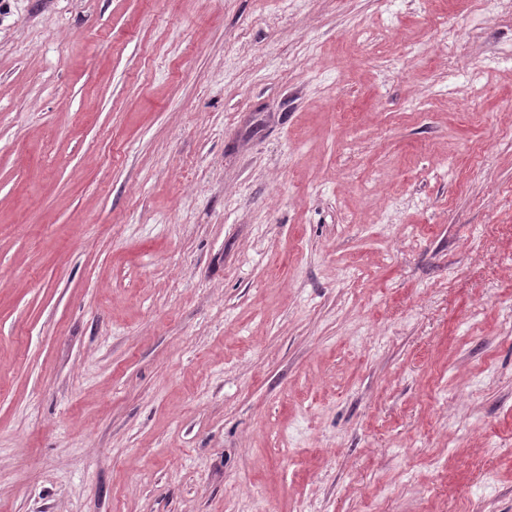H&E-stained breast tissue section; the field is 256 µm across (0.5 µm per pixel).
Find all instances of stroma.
I'll return each mask as SVG.
<instances>
[{"label": "stroma", "mask_w": 512, "mask_h": 512, "mask_svg": "<svg viewBox=\"0 0 512 512\" xmlns=\"http://www.w3.org/2000/svg\"><path fill=\"white\" fill-rule=\"evenodd\" d=\"M0 0V512H512V0Z\"/></svg>", "instance_id": "obj_1"}]
</instances>
